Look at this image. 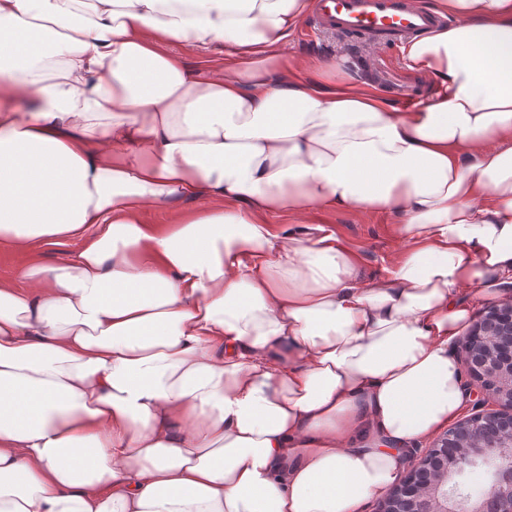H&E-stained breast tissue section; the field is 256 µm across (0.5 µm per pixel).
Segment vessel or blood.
I'll list each match as a JSON object with an SVG mask.
<instances>
[{"instance_id": "1", "label": "vessel or blood", "mask_w": 512, "mask_h": 512, "mask_svg": "<svg viewBox=\"0 0 512 512\" xmlns=\"http://www.w3.org/2000/svg\"><path fill=\"white\" fill-rule=\"evenodd\" d=\"M444 23L422 0H314L311 29L326 30L377 48L428 36Z\"/></svg>"}]
</instances>
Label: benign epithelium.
Segmentation results:
<instances>
[{"label": "benign epithelium", "instance_id": "7a95c632", "mask_svg": "<svg viewBox=\"0 0 512 512\" xmlns=\"http://www.w3.org/2000/svg\"><path fill=\"white\" fill-rule=\"evenodd\" d=\"M493 324L492 360L474 359L469 337L457 351L483 398L474 412L437 437L412 469L377 503V512H512V299L488 307L477 329ZM470 458L459 464L461 454ZM482 470L487 484L464 496L458 488L467 472Z\"/></svg>", "mask_w": 512, "mask_h": 512}]
</instances>
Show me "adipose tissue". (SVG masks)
Here are the masks:
<instances>
[{"label": "adipose tissue", "instance_id": "ef3b65f1", "mask_svg": "<svg viewBox=\"0 0 512 512\" xmlns=\"http://www.w3.org/2000/svg\"><path fill=\"white\" fill-rule=\"evenodd\" d=\"M311 8L0 0V512H360L462 413L512 295V0H431L407 112L342 59L294 79ZM336 207L400 216L385 277L268 222ZM172 49L194 71L201 68L204 59H209L207 62H210L214 72L221 71V67L224 66V54H218L217 52L204 53L191 46H174ZM78 248V241H71L62 246L47 247L42 251L40 260L45 264L63 265L71 260Z\"/></svg>", "mask_w": 512, "mask_h": 512}]
</instances>
